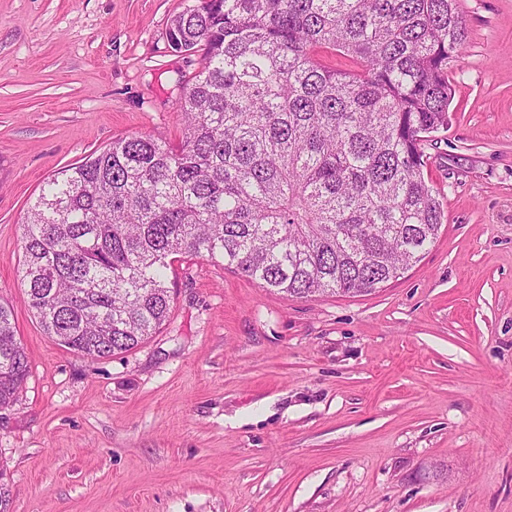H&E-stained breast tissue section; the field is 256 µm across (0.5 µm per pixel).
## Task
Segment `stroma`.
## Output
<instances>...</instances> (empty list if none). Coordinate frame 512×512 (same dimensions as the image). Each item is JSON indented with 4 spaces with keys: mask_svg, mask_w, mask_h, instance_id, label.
I'll return each instance as SVG.
<instances>
[{
    "mask_svg": "<svg viewBox=\"0 0 512 512\" xmlns=\"http://www.w3.org/2000/svg\"><path fill=\"white\" fill-rule=\"evenodd\" d=\"M197 0H0V301L31 363L0 409L11 512H512V0L466 48L424 151L444 221L370 294L291 297L202 259L163 328L90 361L24 301L22 221L112 140L177 142Z\"/></svg>",
    "mask_w": 512,
    "mask_h": 512,
    "instance_id": "35a3bbf8",
    "label": "stroma"
}]
</instances>
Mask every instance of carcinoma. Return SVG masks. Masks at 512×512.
Segmentation results:
<instances>
[{"label":"carcinoma","mask_w":512,"mask_h":512,"mask_svg":"<svg viewBox=\"0 0 512 512\" xmlns=\"http://www.w3.org/2000/svg\"><path fill=\"white\" fill-rule=\"evenodd\" d=\"M456 2L199 0L175 15L169 46L201 57L181 142L121 137L27 209L21 277L45 334L91 360L135 348L167 322L182 256L298 298L369 293L419 261L444 219L423 142L448 128ZM29 363L0 302L1 409Z\"/></svg>","instance_id":"carcinoma-1"}]
</instances>
